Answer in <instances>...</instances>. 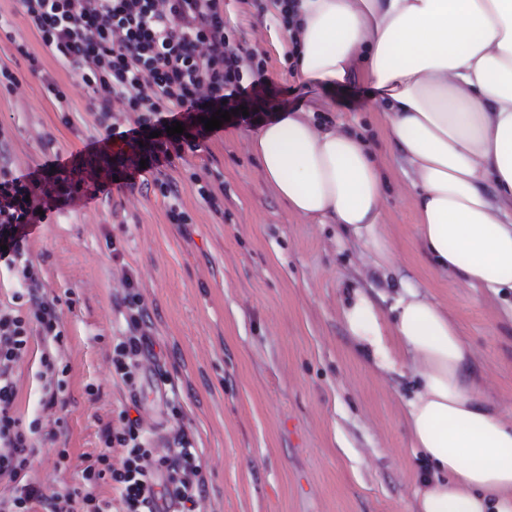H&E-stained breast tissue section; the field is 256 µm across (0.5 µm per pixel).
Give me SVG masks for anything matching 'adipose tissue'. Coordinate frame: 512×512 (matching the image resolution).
<instances>
[{"label": "adipose tissue", "instance_id": "1", "mask_svg": "<svg viewBox=\"0 0 512 512\" xmlns=\"http://www.w3.org/2000/svg\"><path fill=\"white\" fill-rule=\"evenodd\" d=\"M296 77L326 92L357 76L379 92L416 191L419 247L479 294L512 293V0H296ZM276 194L335 225L388 277L383 177L355 133L284 111L248 138ZM389 307L363 286L342 309L383 370L407 369L411 445L432 476L419 512H512V420L485 395L474 352L442 306L403 278Z\"/></svg>", "mask_w": 512, "mask_h": 512}]
</instances>
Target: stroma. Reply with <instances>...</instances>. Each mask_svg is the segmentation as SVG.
I'll return each mask as SVG.
<instances>
[{
	"instance_id": "1",
	"label": "stroma",
	"mask_w": 512,
	"mask_h": 512,
	"mask_svg": "<svg viewBox=\"0 0 512 512\" xmlns=\"http://www.w3.org/2000/svg\"><path fill=\"white\" fill-rule=\"evenodd\" d=\"M0 14L10 22L0 32V65L20 80L14 93H0V128L14 167L28 174L53 154L75 156L93 144L91 91L44 52L18 0H0ZM224 22L237 42L266 57L276 85L292 88L289 108L344 123L367 143L384 177L379 222L398 276L414 278L458 323L484 390L512 416V327L501 319L503 303L476 300L421 256L415 192L373 97L356 96L365 81L333 95L297 85L293 58L278 49L288 37L280 17L251 0H224ZM19 43L40 55L71 112L53 106L16 52ZM248 134L245 126L226 129L165 167L192 223H170L169 201L152 189L151 171L96 193L111 170L90 158L81 172L85 195L29 235L28 255L47 297L58 302L68 365L60 400L47 409L39 403L42 336H31L16 367L18 410L40 417L49 434L31 474L49 492L77 484L88 460L104 450L107 425L134 406L146 427L161 432L181 422L194 431L206 478L196 512H416V492L430 470L404 422L410 381L366 361L342 316L349 288L365 282L370 251L338 239L333 225L291 213L266 182ZM210 170L224 176L220 216L188 180ZM128 270L153 341L135 397L111 363L113 306ZM62 448L69 452L64 465Z\"/></svg>"
}]
</instances>
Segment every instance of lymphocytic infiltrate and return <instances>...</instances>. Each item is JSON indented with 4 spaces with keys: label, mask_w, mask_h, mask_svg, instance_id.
<instances>
[{
    "label": "lymphocytic infiltrate",
    "mask_w": 512,
    "mask_h": 512,
    "mask_svg": "<svg viewBox=\"0 0 512 512\" xmlns=\"http://www.w3.org/2000/svg\"><path fill=\"white\" fill-rule=\"evenodd\" d=\"M46 52L70 68L93 92L89 106L104 147L100 157L119 181L133 180L140 168L156 170L153 185L170 199L168 218L191 223L180 194L162 167L185 150L210 139L204 121L218 109L230 112V127L256 128L287 107V89L275 88L258 50L236 44L224 24V0H19ZM246 114H239V107ZM181 123L183 133L167 127ZM82 158L71 165L46 162L35 175L16 173L8 142L0 132V263L19 283L14 305H0V480L10 487L0 496V512H105L95 489L108 485L114 512H195L205 476L194 436L178 426L172 447L160 455L140 418L121 410L105 430L106 451L81 472L70 488L45 492L30 475L39 437L37 421L17 410L14 367L32 334L51 349L42 356L43 405H55L57 353L64 333L54 303L25 249L45 213L76 199L83 182ZM52 191L42 192L43 183ZM116 308L123 327L112 348L121 382L136 390L142 358L149 353L151 324L133 278ZM122 451L113 462L110 451Z\"/></svg>",
    "instance_id": "obj_1"
}]
</instances>
